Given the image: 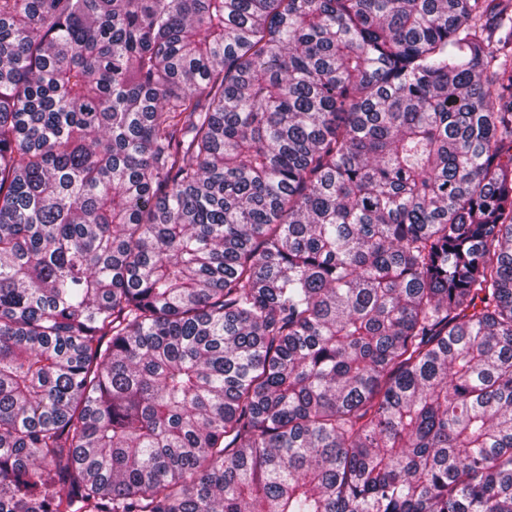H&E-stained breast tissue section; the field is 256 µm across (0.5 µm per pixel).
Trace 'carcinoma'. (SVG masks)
Here are the masks:
<instances>
[{
  "label": "carcinoma",
  "mask_w": 512,
  "mask_h": 512,
  "mask_svg": "<svg viewBox=\"0 0 512 512\" xmlns=\"http://www.w3.org/2000/svg\"><path fill=\"white\" fill-rule=\"evenodd\" d=\"M0 512H512V0H0Z\"/></svg>",
  "instance_id": "cac0c4a2"
}]
</instances>
